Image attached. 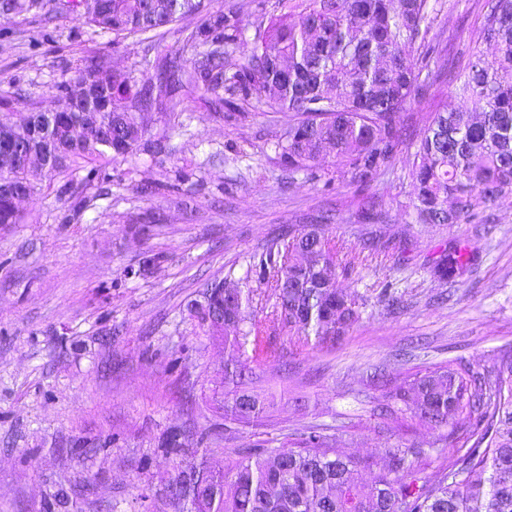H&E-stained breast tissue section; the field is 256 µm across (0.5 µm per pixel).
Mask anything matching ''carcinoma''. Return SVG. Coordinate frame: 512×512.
<instances>
[{"mask_svg": "<svg viewBox=\"0 0 512 512\" xmlns=\"http://www.w3.org/2000/svg\"><path fill=\"white\" fill-rule=\"evenodd\" d=\"M66 11L117 36L146 35L187 18L197 19L181 43L140 63L142 79L112 69L103 57L86 61L72 83L90 109H35L11 120L0 101V225L19 224L17 193L31 196L30 176L70 170L60 187L91 189L107 178L102 161L146 151L169 154V136L146 138V114L157 102L186 112L203 99L227 120L244 113L286 112L289 119L275 150L292 174L309 175L322 153L336 168L367 187L389 171L405 145L398 131L407 104L423 94L422 71L442 58L427 39L435 11L431 0H298L265 19L262 0L214 10L206 0H66ZM44 8L43 0H0L6 21ZM254 27L253 42L245 33ZM476 47L451 81L464 110L434 105L420 138L411 140L414 163L413 220L417 224H491L492 207L512 197V0H485ZM494 44L493 58L479 49ZM59 155L45 166L44 151ZM193 173L175 170L174 180L143 184L140 194L178 193ZM332 216L273 242L246 277L207 283L206 301L194 312L201 326L224 336L246 356L224 378L234 388L216 397L224 430L255 425L268 405L237 389L250 364L272 356L266 336L280 331L302 348L338 341L359 320L366 300L344 293L332 271L342 245L329 226ZM474 252L461 240L433 260L440 282L463 278ZM256 276L275 298L271 315L250 311L249 278ZM252 355H246V350ZM371 382L385 398L382 412L403 428L418 420L447 430L448 445L464 440L456 458L436 464L434 448L393 446L379 455L350 456L339 439L305 430L281 448L256 446L239 452L224 469L203 459L181 474L206 471L195 512H512V350L479 369L450 361L397 380L380 371Z\"/></svg>", "mask_w": 512, "mask_h": 512, "instance_id": "carcinoma-1", "label": "carcinoma"}]
</instances>
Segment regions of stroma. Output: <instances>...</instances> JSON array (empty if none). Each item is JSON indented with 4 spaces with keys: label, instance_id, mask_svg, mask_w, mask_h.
<instances>
[{
    "label": "stroma",
    "instance_id": "obj_1",
    "mask_svg": "<svg viewBox=\"0 0 512 512\" xmlns=\"http://www.w3.org/2000/svg\"><path fill=\"white\" fill-rule=\"evenodd\" d=\"M483 3L440 0L430 36L449 67L471 50ZM147 49L138 36L114 39L76 14L50 24L19 16L0 37V95L13 98L20 117L50 111L53 86L74 79L87 58L107 56L123 70ZM441 100L462 105L445 72L435 71L425 95L407 105L408 134L424 129ZM286 120L252 112L227 122L199 102L186 122L157 108L148 135L170 134L171 159L110 162L111 200L78 214L57 195L65 176L37 178L35 194L19 205L23 223L0 227V512H174L167 487L201 457L224 467L236 449L284 443L307 428L341 436L355 457L396 445L444 447L443 430L389 428L365 378L382 365L417 371L457 357L489 366L512 345V199L494 208L489 233L480 224L412 223L411 154L362 190L330 156L321 177H292L271 146ZM175 166L192 170L194 183L139 195L141 183ZM149 212L156 224L140 229ZM327 213L355 259L336 286L367 305L331 349L269 337L276 356L246 384L272 397L267 418L225 432L214 400L225 369L242 356L201 327L191 306L207 281L244 278L282 230ZM376 226L405 250V262L360 255ZM455 238L470 241L477 262L462 279L437 282L431 262ZM154 253L161 265L139 275L144 255ZM389 287L402 292V307H387ZM179 435L183 446L171 451Z\"/></svg>",
    "mask_w": 512,
    "mask_h": 512
}]
</instances>
